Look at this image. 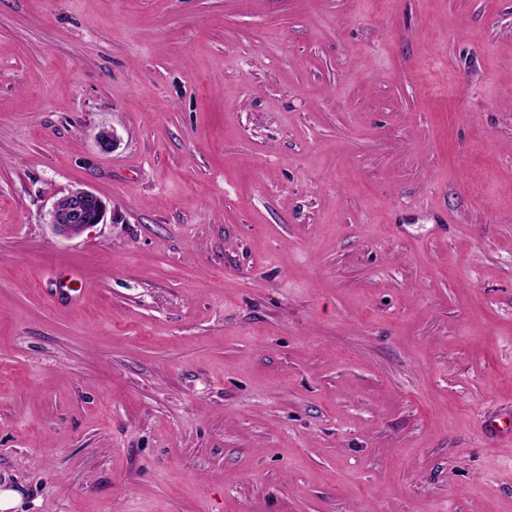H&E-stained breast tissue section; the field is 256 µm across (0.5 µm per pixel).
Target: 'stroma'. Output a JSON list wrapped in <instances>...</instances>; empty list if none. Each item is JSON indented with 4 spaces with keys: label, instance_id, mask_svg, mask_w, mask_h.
<instances>
[{
    "label": "stroma",
    "instance_id": "obj_1",
    "mask_svg": "<svg viewBox=\"0 0 512 512\" xmlns=\"http://www.w3.org/2000/svg\"><path fill=\"white\" fill-rule=\"evenodd\" d=\"M511 411L512 0H0L10 512H512ZM107 203L97 194L77 189L60 197L50 212V224L62 236H77L106 222Z\"/></svg>",
    "mask_w": 512,
    "mask_h": 512
}]
</instances>
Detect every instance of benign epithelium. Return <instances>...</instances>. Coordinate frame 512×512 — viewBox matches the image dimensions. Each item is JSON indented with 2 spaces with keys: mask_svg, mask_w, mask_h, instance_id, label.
<instances>
[{
  "mask_svg": "<svg viewBox=\"0 0 512 512\" xmlns=\"http://www.w3.org/2000/svg\"><path fill=\"white\" fill-rule=\"evenodd\" d=\"M107 203L86 189L73 190L60 197L50 212V224L62 236H77L106 222Z\"/></svg>",
  "mask_w": 512,
  "mask_h": 512,
  "instance_id": "7a95c632",
  "label": "benign epithelium"
}]
</instances>
